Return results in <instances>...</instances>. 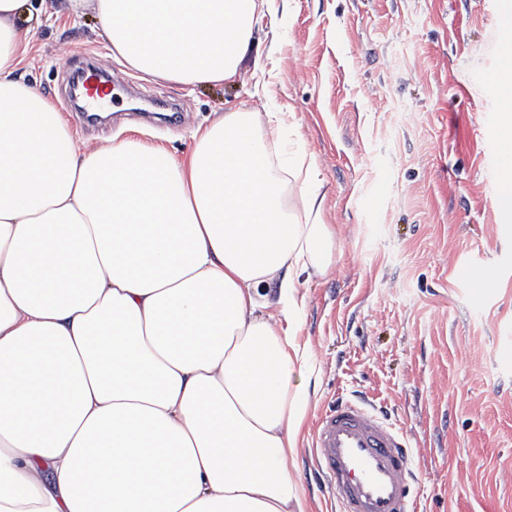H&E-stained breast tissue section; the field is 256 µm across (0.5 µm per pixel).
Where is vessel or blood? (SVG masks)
Instances as JSON below:
<instances>
[{
    "mask_svg": "<svg viewBox=\"0 0 512 512\" xmlns=\"http://www.w3.org/2000/svg\"><path fill=\"white\" fill-rule=\"evenodd\" d=\"M88 104L103 103L112 88L101 68L82 75ZM312 454L339 512H417L408 496L414 460L403 430L357 403L340 401L319 417Z\"/></svg>",
    "mask_w": 512,
    "mask_h": 512,
    "instance_id": "b4317fda",
    "label": "vessel or blood"
}]
</instances>
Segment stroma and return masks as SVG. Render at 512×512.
<instances>
[{"label": "stroma", "instance_id": "obj_1", "mask_svg": "<svg viewBox=\"0 0 512 512\" xmlns=\"http://www.w3.org/2000/svg\"><path fill=\"white\" fill-rule=\"evenodd\" d=\"M503 0H286L256 31L253 65L222 83L145 82L114 60L101 20L62 0L34 13L19 69L90 146L136 137L183 154L195 129L245 109H291L292 149L315 156L339 248L302 279L310 419L365 397L403 427L420 512H512V209L503 145ZM103 64L106 122L71 105V77Z\"/></svg>", "mask_w": 512, "mask_h": 512}]
</instances>
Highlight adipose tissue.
I'll use <instances>...</instances> for the list:
<instances>
[{"label":"adipose tissue","instance_id":"obj_1","mask_svg":"<svg viewBox=\"0 0 512 512\" xmlns=\"http://www.w3.org/2000/svg\"><path fill=\"white\" fill-rule=\"evenodd\" d=\"M141 79H234L276 0H66ZM0 0V512H315L301 277L336 257L291 112H227L174 156L80 146L17 75ZM276 285V301L263 288Z\"/></svg>","mask_w":512,"mask_h":512}]
</instances>
